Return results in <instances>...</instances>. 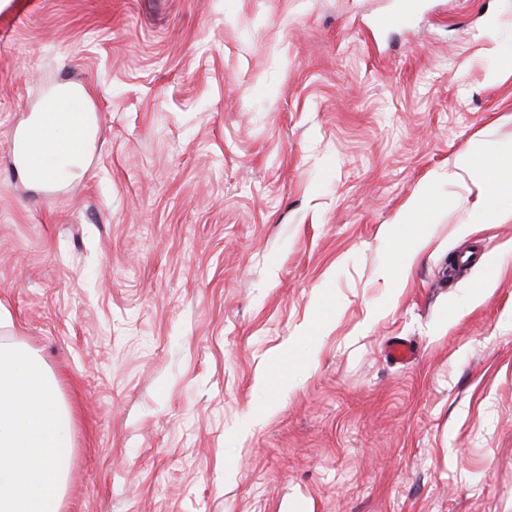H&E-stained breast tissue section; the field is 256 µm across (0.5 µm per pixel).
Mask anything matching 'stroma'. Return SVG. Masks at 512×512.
<instances>
[{
    "instance_id": "1",
    "label": "stroma",
    "mask_w": 512,
    "mask_h": 512,
    "mask_svg": "<svg viewBox=\"0 0 512 512\" xmlns=\"http://www.w3.org/2000/svg\"><path fill=\"white\" fill-rule=\"evenodd\" d=\"M396 2L0 0V344L71 417L63 512H512V219L456 169L512 150V0ZM67 82L48 190L13 137ZM85 107L86 104L81 100H70L59 105L55 112L45 113V119L48 123L69 120L74 124V139L69 146L57 145L50 138H46L43 142L33 143L24 138L22 133H16L13 141V151L16 162L20 167L24 168L31 176H35L39 171V157L43 152H55L60 156L68 154L69 150L84 137L87 126L85 118L88 116L83 112ZM432 198L431 182L421 184L415 194L407 202L404 210L399 214L397 223L412 224L417 222V216L425 210ZM428 240L423 235H417L412 238L407 246L398 255V267L400 279L414 267L419 257L424 253Z\"/></svg>"
}]
</instances>
